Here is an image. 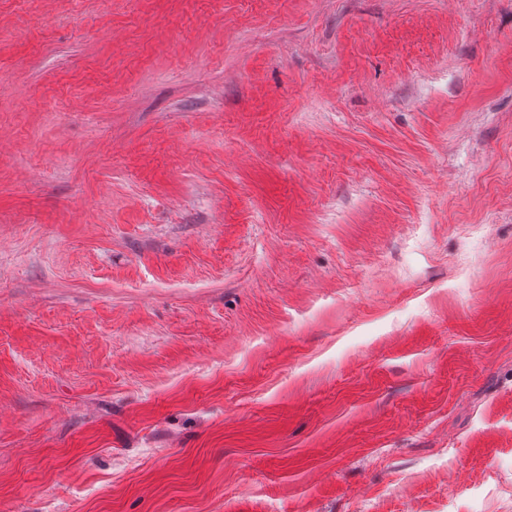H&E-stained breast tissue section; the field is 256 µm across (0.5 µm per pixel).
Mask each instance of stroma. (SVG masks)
Returning <instances> with one entry per match:
<instances>
[{
	"mask_svg": "<svg viewBox=\"0 0 512 512\" xmlns=\"http://www.w3.org/2000/svg\"><path fill=\"white\" fill-rule=\"evenodd\" d=\"M0 512H512V0H0Z\"/></svg>",
	"mask_w": 512,
	"mask_h": 512,
	"instance_id": "stroma-1",
	"label": "stroma"
}]
</instances>
